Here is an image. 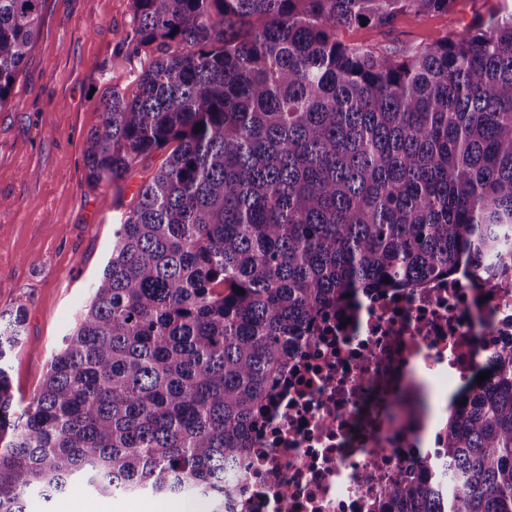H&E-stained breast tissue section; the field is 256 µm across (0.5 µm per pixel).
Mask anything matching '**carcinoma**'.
I'll return each mask as SVG.
<instances>
[{
	"label": "carcinoma",
	"instance_id": "cac0c4a2",
	"mask_svg": "<svg viewBox=\"0 0 512 512\" xmlns=\"http://www.w3.org/2000/svg\"><path fill=\"white\" fill-rule=\"evenodd\" d=\"M43 0H0V107ZM146 56L99 99L88 180L166 154L41 386L15 400L26 311H0V512L63 493L194 496L234 512L253 432L304 337L355 288L512 254V13L407 50L336 28L454 0H131ZM464 385L431 474L377 512H512V352Z\"/></svg>",
	"mask_w": 512,
	"mask_h": 512
}]
</instances>
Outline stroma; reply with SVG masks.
I'll list each match as a JSON object with an SVG mask.
<instances>
[{
    "label": "stroma",
    "mask_w": 512,
    "mask_h": 512,
    "mask_svg": "<svg viewBox=\"0 0 512 512\" xmlns=\"http://www.w3.org/2000/svg\"><path fill=\"white\" fill-rule=\"evenodd\" d=\"M511 12L512 0H455L446 14L401 15L383 29L342 26L336 38L420 47ZM133 25L131 0H44L39 36L0 108V311H27L25 344L10 362L19 399L41 384L108 259L113 224L164 159L155 153L115 185L89 183L83 162L101 121L99 94L135 88L139 59L116 56Z\"/></svg>",
    "instance_id": "1"
}]
</instances>
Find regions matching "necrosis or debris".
I'll return each instance as SVG.
<instances>
[{"instance_id": "obj_1", "label": "necrosis or debris", "mask_w": 512, "mask_h": 512, "mask_svg": "<svg viewBox=\"0 0 512 512\" xmlns=\"http://www.w3.org/2000/svg\"><path fill=\"white\" fill-rule=\"evenodd\" d=\"M470 280L363 292L323 320L265 405L238 512H375L382 485L421 477L438 443L399 410L407 384L444 395L512 349V280Z\"/></svg>"}]
</instances>
